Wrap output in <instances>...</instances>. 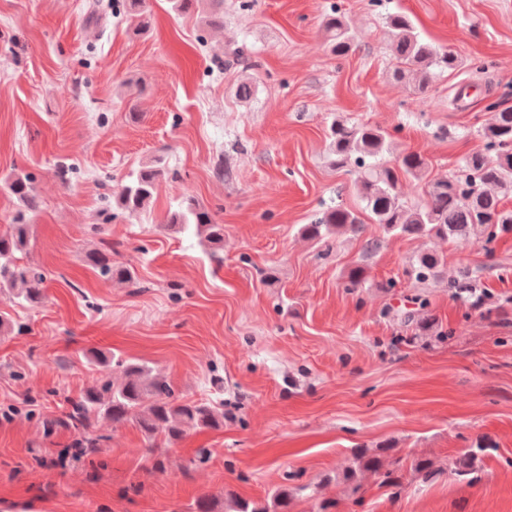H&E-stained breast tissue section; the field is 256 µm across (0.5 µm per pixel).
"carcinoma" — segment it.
Returning a JSON list of instances; mask_svg holds the SVG:
<instances>
[{
	"mask_svg": "<svg viewBox=\"0 0 512 512\" xmlns=\"http://www.w3.org/2000/svg\"><path fill=\"white\" fill-rule=\"evenodd\" d=\"M126 8L136 29L151 27V15L145 0H126ZM173 8L182 14H200L211 29L224 27V0H173ZM323 27L329 34L333 51L346 55L353 36L345 17L338 12L326 14ZM389 52L393 78L409 77L418 90L426 92L436 75L453 73L462 66L454 52L422 38L404 14L388 18ZM494 110L492 121L476 130L483 149L462 159L459 173L431 184L422 206H410L402 197L406 179L419 178L427 166L419 152L407 151L395 163L382 161L390 151V134L383 128L356 124L336 118L329 126L331 164L338 169L353 167L356 191L375 223L384 228L386 238L427 237L461 241L472 236L494 242L502 232L512 231V209L503 204V194L512 192V108L488 105ZM165 171L158 163L142 166L130 180L113 192L118 209L130 217L141 214L149 205L157 182ZM5 186L26 209L34 211L39 199L29 175H14ZM166 226L177 232L195 228L215 251L224 248V225L214 221L210 210L193 199L180 202L168 216ZM31 225L18 220L0 231V293H8L22 307L34 308L47 298L48 275L39 265L27 260ZM365 227L356 212L334 206L325 209L312 224H304L300 234L318 244L342 233L360 236ZM87 264L107 279L130 282L134 271L112 262V249L100 248L86 254ZM441 259L433 252L418 254L410 264L408 275L418 284L438 276ZM478 272L465 269L448 280V291L476 309L485 301ZM88 361L99 372L88 380L79 396L72 400L71 410L61 419L46 422L48 430L66 427L78 431L86 445L95 448L102 440L90 430L91 419L111 422L116 432L125 425H136L150 441L162 439L168 444L180 440L190 429L221 428L224 414L209 403L186 400L178 395L167 380L134 359L111 352H90ZM488 450L479 442L454 462L455 474L463 479L479 472L477 462ZM365 470L382 476V484L401 487L392 470H383L382 462L364 454L357 456Z\"/></svg>",
	"mask_w": 512,
	"mask_h": 512,
	"instance_id": "obj_1",
	"label": "carcinoma"
}]
</instances>
